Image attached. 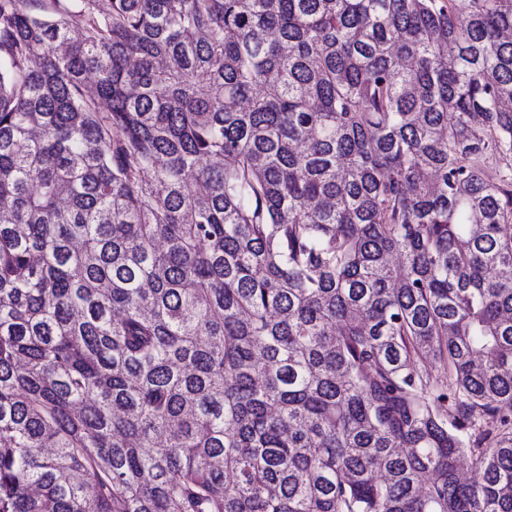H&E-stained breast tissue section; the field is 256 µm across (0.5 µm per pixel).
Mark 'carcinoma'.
<instances>
[{"label": "carcinoma", "mask_w": 512, "mask_h": 512, "mask_svg": "<svg viewBox=\"0 0 512 512\" xmlns=\"http://www.w3.org/2000/svg\"><path fill=\"white\" fill-rule=\"evenodd\" d=\"M0 512H512V0H0Z\"/></svg>", "instance_id": "1"}]
</instances>
